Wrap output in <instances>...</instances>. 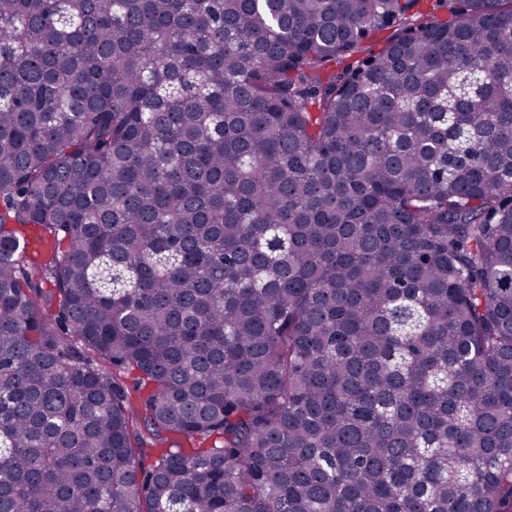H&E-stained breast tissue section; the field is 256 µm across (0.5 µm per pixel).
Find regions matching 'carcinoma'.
I'll use <instances>...</instances> for the list:
<instances>
[{
  "label": "carcinoma",
  "mask_w": 512,
  "mask_h": 512,
  "mask_svg": "<svg viewBox=\"0 0 512 512\" xmlns=\"http://www.w3.org/2000/svg\"><path fill=\"white\" fill-rule=\"evenodd\" d=\"M420 2L0 0V512H512V0Z\"/></svg>",
  "instance_id": "cac0c4a2"
}]
</instances>
